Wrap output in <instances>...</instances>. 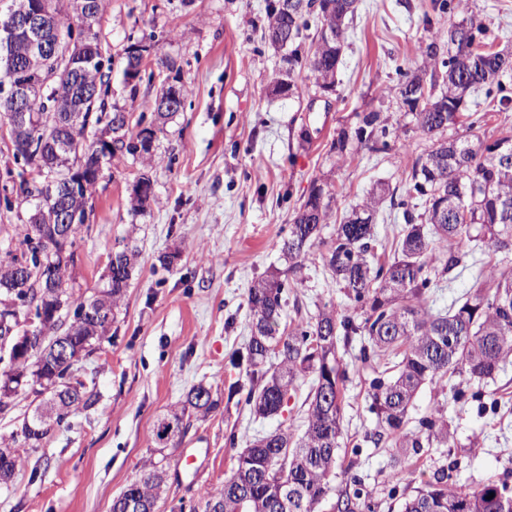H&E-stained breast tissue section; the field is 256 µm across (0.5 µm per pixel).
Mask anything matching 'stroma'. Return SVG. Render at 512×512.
Instances as JSON below:
<instances>
[{
  "mask_svg": "<svg viewBox=\"0 0 512 512\" xmlns=\"http://www.w3.org/2000/svg\"><path fill=\"white\" fill-rule=\"evenodd\" d=\"M469 4L440 14L433 0H358L337 87L328 94L305 74L289 73L284 51L261 42L266 0H106L98 32L112 53L109 103L135 120L151 114L162 86L184 84L191 92L157 134L161 163L113 159L97 186L89 227L75 246V299L104 287L113 254H138L106 338L80 363L97 401L70 414L12 483L0 485V512H110L113 498L151 459L167 472L158 510L177 512L222 487L237 449L257 435L300 432L307 386L267 419L228 398L241 376L230 356L250 335L247 290L284 268L279 244L313 185L332 192L339 218L377 183L396 181L411 166L418 150L400 142L386 155L361 151L342 160L332 143L366 108L382 111L389 127L407 123L394 66L422 69L424 17L445 28L472 16L495 50L512 56V0ZM142 39L152 42L147 68L154 77L133 89L123 77L122 50ZM286 78L295 95L275 94ZM142 176L153 182L154 199L136 215L130 187ZM174 252L177 263L161 267L160 257ZM291 294L311 314L326 303L340 312L349 307L315 254ZM355 355L351 348L341 358L349 374L343 414L350 444L340 449L338 466L359 473L375 512H389L391 488L412 495L446 464L463 487L490 479L512 485V361L495 379L464 383L459 400L450 387L425 386L414 417L440 410L455 442L399 460L393 449L363 440L376 426L366 395L373 372ZM200 384L211 388L218 408L192 419L178 444L158 447V419ZM232 432L233 449L225 444ZM187 453L195 454L194 464L185 463Z\"/></svg>",
  "mask_w": 512,
  "mask_h": 512,
  "instance_id": "obj_1",
  "label": "stroma"
}]
</instances>
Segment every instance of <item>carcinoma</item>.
I'll return each mask as SVG.
<instances>
[{"mask_svg": "<svg viewBox=\"0 0 512 512\" xmlns=\"http://www.w3.org/2000/svg\"><path fill=\"white\" fill-rule=\"evenodd\" d=\"M61 25L70 21L73 0H50ZM357 0H271L264 40L279 49H288L290 69L307 73L314 86L331 90L346 42V28L356 12ZM311 40L308 51L302 50ZM86 52L112 60L98 32L91 31L84 42ZM422 54L433 61L429 75L399 72V94L411 115L410 132L430 142L411 169L395 184H379L372 197L351 210L336 225L334 236L322 237L332 217L329 194L313 186L288 225V235L280 251L288 262L287 270L263 276L248 288L251 336L244 350L235 352L231 365L244 369L245 382L229 387L228 397L244 399V405L258 418L279 415L288 403V394L301 378H311L303 405L302 433L295 436L278 428L258 436L237 452L231 474L224 485L204 493L190 512H374V504L364 491L362 478L345 470V485L338 488L336 460L343 438V399L347 371L340 367L339 347L359 345L357 360L363 365L386 360V368L369 382L370 410L377 427L364 441L376 447L418 455L420 448L448 445V423L439 412L422 416L407 428L409 413L420 390L452 377L492 379L512 355V135L487 143H472L445 134L466 127L471 130L485 121L488 113L512 106V60L488 47L486 28L462 20L448 30H438L421 44ZM112 68H91L74 81L55 79L30 94L28 110L34 121L22 137L13 141L14 162L34 168L36 161L57 164L62 182H67L77 154L90 153L93 145L84 143V129L76 138L60 146L45 136L40 115L51 103L64 116L75 111L83 86L98 88L93 104V121L105 118L118 122L112 126L111 157L138 158L139 136L155 132L153 123L139 120L131 124L124 111L105 99ZM174 93L176 108L162 110L166 94ZM186 96L182 85H168L154 101V116L166 119L180 111ZM393 132L381 112L372 110L357 115L355 125L341 129L332 143L340 157L351 148L371 153L391 149ZM36 199L35 206L46 213L71 204L77 211L68 224L70 247L89 223L83 201L69 200L65 186L49 196L37 186L21 181L19 186L3 188L0 207L11 212L17 205L12 196ZM154 197L152 183L143 178L133 197L134 208L144 207ZM389 203L402 213L404 227L384 260L375 258L377 242L373 214L376 206ZM51 227L46 223L19 224L18 246L0 255V277L17 264L31 265L29 285L18 294L0 290V310L12 299L24 301L34 319L45 314L51 321L47 331L56 329L60 317L53 311L70 305L69 264L57 262L49 252ZM472 242H486L496 256L485 287L472 288L457 297L446 311L428 313L420 305L423 296L445 280L453 281L475 268L479 259L469 249ZM42 248L46 263H54L55 277L65 288L63 300L50 293L38 265L37 248ZM319 252L323 267L350 302L344 314L327 304L306 319L293 320L288 333L276 335L288 288L297 282L303 262L311 249ZM133 265L125 262L112 270V284L102 292L112 295V310H118L129 286ZM97 296L76 304L73 318L61 337L68 352L91 351L107 333L111 322L91 325L80 317L84 308L96 306ZM13 335H31L30 346L45 350L49 345L42 325L30 331L19 329L10 319ZM24 352L12 350L9 368L0 373V411L9 409V399L18 389L37 387L35 394L50 395L49 408L42 419L24 423L22 440L0 448V472L14 474L24 462L28 449L74 411L95 403L87 389L58 393L56 380L67 371L49 354L38 370L30 368ZM217 406L209 388L193 387L186 401L163 417L164 428L173 438L190 426L186 417H204ZM158 463L149 461L141 475L112 500L111 512H141V507L157 505L164 499L166 484L157 475ZM494 497H489V494ZM400 512H512V490L504 483L488 480L476 487H458L451 482L447 468L411 497L400 499Z\"/></svg>", "mask_w": 512, "mask_h": 512, "instance_id": "cac0c4a2", "label": "carcinoma"}]
</instances>
